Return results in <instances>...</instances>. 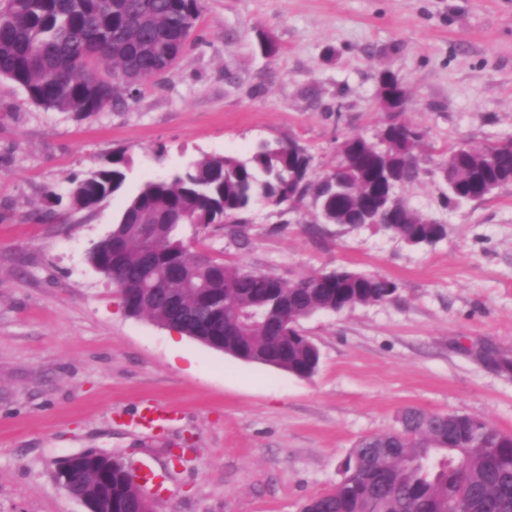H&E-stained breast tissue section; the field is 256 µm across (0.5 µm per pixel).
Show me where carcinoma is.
I'll return each instance as SVG.
<instances>
[{
    "label": "carcinoma",
    "instance_id": "carcinoma-1",
    "mask_svg": "<svg viewBox=\"0 0 512 512\" xmlns=\"http://www.w3.org/2000/svg\"><path fill=\"white\" fill-rule=\"evenodd\" d=\"M201 0H9L0 11V79L24 90L37 106L75 119L97 115L122 97L134 99L137 83L159 76V64L175 65L189 45ZM379 98L393 110L376 134L386 143L376 151L359 136L339 146L336 166L309 179L310 157L290 144L263 143L245 157L204 155L185 168L148 180L113 216L112 230L89 254L96 270L119 296L134 291L142 304L129 309L154 323L205 343L224 337V353L309 378L318 357L295 330L267 316L297 322L320 312L391 300L397 284L384 276L345 267L321 270L295 281L246 270L179 240V226L208 228L247 212L258 200L290 211L309 199L314 219L357 229L378 227L411 246L443 239L446 228L411 209L400 190L421 175L425 132L401 118L408 95L398 79L380 76ZM129 161L124 152L82 176L71 177L64 193L46 203L67 202L93 210L122 192ZM448 186L447 204L486 201L512 185V139L448 149L437 165ZM158 251L150 272L165 278L182 268L167 292L180 298L184 318L168 305L129 289L145 281L144 233ZM224 307V324L207 329L209 308ZM66 477L72 491L88 500L112 495L114 512L140 500L127 469L109 457L76 454ZM496 502L512 512V435L488 421L457 413L406 408L400 427L363 438L331 491L308 500L301 512H483Z\"/></svg>",
    "mask_w": 512,
    "mask_h": 512
}]
</instances>
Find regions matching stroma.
Returning <instances> with one entry per match:
<instances>
[{
	"label": "stroma",
	"mask_w": 512,
	"mask_h": 512,
	"mask_svg": "<svg viewBox=\"0 0 512 512\" xmlns=\"http://www.w3.org/2000/svg\"><path fill=\"white\" fill-rule=\"evenodd\" d=\"M194 36L136 99L83 121L0 80V512H88L56 478L86 451L131 465L156 512H301L405 408L512 434V370L499 365L512 361V185L452 208L435 174L445 148L512 137V0H202ZM386 69L429 144L402 195L445 224L443 239L411 247L315 223L306 202L286 213L261 201L196 243L285 281L345 266L397 283L390 301L303 320L321 351L314 376L234 359L122 308L88 253L124 195L261 142L306 150L319 176L345 137L385 122ZM116 151L130 159L123 195L92 212L47 207L49 191ZM149 401L172 419L137 426Z\"/></svg>",
	"instance_id": "1"
}]
</instances>
